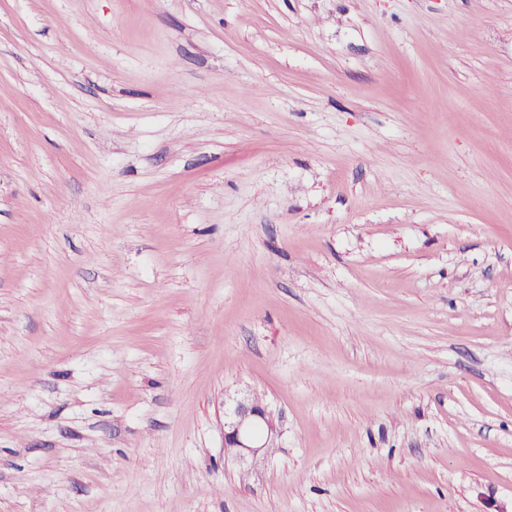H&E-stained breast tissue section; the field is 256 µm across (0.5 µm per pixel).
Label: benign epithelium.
Here are the masks:
<instances>
[{
  "mask_svg": "<svg viewBox=\"0 0 512 512\" xmlns=\"http://www.w3.org/2000/svg\"><path fill=\"white\" fill-rule=\"evenodd\" d=\"M279 436V423L271 411L250 394L224 411V452L236 461L259 462Z\"/></svg>",
  "mask_w": 512,
  "mask_h": 512,
  "instance_id": "7a95c632",
  "label": "benign epithelium"
}]
</instances>
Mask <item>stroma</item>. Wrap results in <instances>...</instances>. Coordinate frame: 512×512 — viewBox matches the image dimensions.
<instances>
[{
    "label": "stroma",
    "mask_w": 512,
    "mask_h": 512,
    "mask_svg": "<svg viewBox=\"0 0 512 512\" xmlns=\"http://www.w3.org/2000/svg\"><path fill=\"white\" fill-rule=\"evenodd\" d=\"M0 512H512V0H0ZM279 423L260 400L247 394L224 410V452L233 460L256 464L280 436Z\"/></svg>",
    "instance_id": "1"
}]
</instances>
